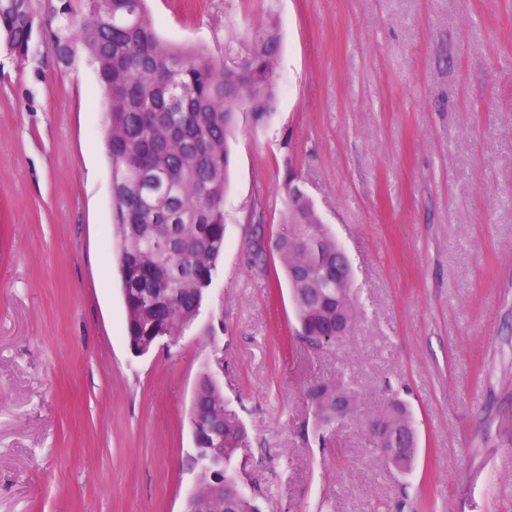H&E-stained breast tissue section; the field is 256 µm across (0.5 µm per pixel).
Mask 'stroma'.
<instances>
[{
    "label": "stroma",
    "mask_w": 512,
    "mask_h": 512,
    "mask_svg": "<svg viewBox=\"0 0 512 512\" xmlns=\"http://www.w3.org/2000/svg\"><path fill=\"white\" fill-rule=\"evenodd\" d=\"M207 56L279 22L276 103L237 114L224 254L200 313L139 356L110 235L105 93L37 31L0 44V512H181L191 404L215 374L259 512H512V0H147ZM352 272L338 344L298 335L275 253L289 185ZM353 414L319 426V382ZM407 406L400 472L368 422Z\"/></svg>",
    "instance_id": "35a3bbf8"
}]
</instances>
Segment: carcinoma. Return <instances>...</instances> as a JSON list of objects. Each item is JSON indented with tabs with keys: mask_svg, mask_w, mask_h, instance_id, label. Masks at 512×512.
Here are the masks:
<instances>
[{
	"mask_svg": "<svg viewBox=\"0 0 512 512\" xmlns=\"http://www.w3.org/2000/svg\"><path fill=\"white\" fill-rule=\"evenodd\" d=\"M58 26L51 47L65 60L81 54L112 88L107 102L106 145L112 172V236L120 256L125 297V338L137 342L160 329L176 339L194 322L205 290L224 254V191L231 163L229 141L234 111H251L259 125L271 115L275 91L271 58L280 49L273 23L248 30L249 55L236 67L160 37L146 0H47ZM49 21L32 0H0V39L18 60L27 58L35 30ZM300 199L286 204L288 223L279 241L283 271L297 260L289 242L301 225L291 223ZM312 224L326 247L338 244L313 205ZM171 224L179 247L163 251L152 225ZM302 337L312 345L333 343L321 336L336 317V294L310 302L309 286L288 281ZM203 420L224 411V488L237 481L232 463L244 442L236 415L226 410L219 388L203 383ZM318 419L330 425L340 401L355 402L341 382L310 390ZM390 429L410 425L408 410L392 402L371 420Z\"/></svg>",
	"mask_w": 512,
	"mask_h": 512,
	"instance_id": "carcinoma-1",
	"label": "carcinoma"
}]
</instances>
